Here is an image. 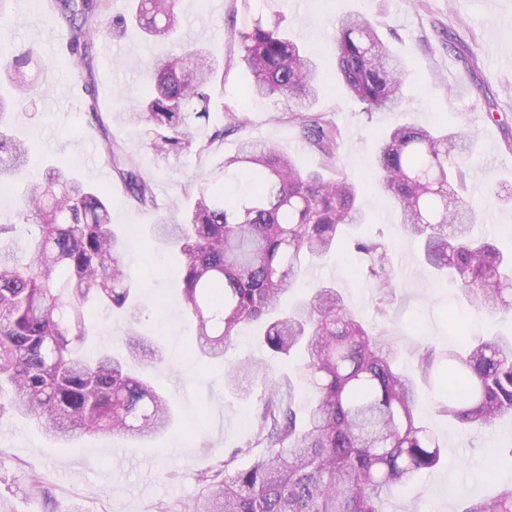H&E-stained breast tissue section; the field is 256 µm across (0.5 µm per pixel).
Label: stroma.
<instances>
[{
  "instance_id": "35a3bbf8",
  "label": "stroma",
  "mask_w": 512,
  "mask_h": 512,
  "mask_svg": "<svg viewBox=\"0 0 512 512\" xmlns=\"http://www.w3.org/2000/svg\"><path fill=\"white\" fill-rule=\"evenodd\" d=\"M284 26L303 48L327 69L334 70L332 50L338 15L367 14L394 54L407 65L405 104L397 112L366 115L362 106L336 82L328 80L317 107L332 115L342 130L335 168L359 182L364 224L355 234L363 239L384 237L389 245L398 288L383 297L376 284L354 276L362 262L356 251H340L313 260L306 281L295 297L311 286L331 283L350 310L376 333L399 348L400 369H410L416 350L429 347L446 352L457 341L450 326L474 327L476 332L512 333V312L472 316L449 285L436 286L431 270L418 259L415 242L400 230L399 215L376 179L375 156L382 138L395 125L455 129L465 126L475 138L467 186L482 184L472 194L481 213L475 230L495 236L498 246L512 253V201L494 195L500 181L512 182V0H278ZM264 0H178L184 41L212 56L226 58L234 49L228 37L233 17L264 8ZM58 24L45 17L41 0H0V57L22 45H35L49 72L60 55L47 34ZM456 36L473 52L468 63L449 44ZM96 96L112 140L133 158L150 181L156 208L143 209L123 195L98 137L88 131L83 90L59 87L41 78L37 94L5 120L30 146L32 172L52 161L67 165L86 184L112 192V223L126 235L124 262L141 286L138 312L113 311L99 321L94 345L124 352L129 329L146 336L161 360L131 363L133 372L147 373L177 404L169 429L148 442L125 437L84 436L63 443L38 431L28 420L0 415V512H184L198 496L201 472L223 461L225 453L250 437L251 417L263 394L259 380H246L240 389L225 386L228 367L245 361L262 363L280 383L295 381V409L304 413L311 402L309 388L299 384L296 364L273 356L259 345L253 325L243 326L223 359L210 361L193 352L194 327L180 311L176 254L146 238L150 224L184 203L192 186L205 177L216 159L233 155L240 142L274 143L289 153L299 168L316 162L298 129L282 121L284 103L253 96L246 70L236 67L216 86L209 124L194 128L196 146L166 158L154 154L143 126L129 113L149 86V65L166 48L148 41L136 26L112 39L94 37ZM483 84L488 100L478 99L474 83ZM237 113L241 126L215 137L224 115ZM452 386L446 369H439L424 387L417 413L443 446L440 463L386 496V512H459L463 501L488 498L512 484V417L490 429H454L439 413ZM487 475L472 479L482 462ZM42 477L41 493L29 489L28 475Z\"/></svg>"
}]
</instances>
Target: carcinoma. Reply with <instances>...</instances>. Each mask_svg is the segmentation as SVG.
<instances>
[{
  "label": "carcinoma",
  "instance_id": "cac0c4a2",
  "mask_svg": "<svg viewBox=\"0 0 512 512\" xmlns=\"http://www.w3.org/2000/svg\"><path fill=\"white\" fill-rule=\"evenodd\" d=\"M44 12L67 29L62 59L89 96V126L126 192L142 207L155 206L151 183L123 157L98 111L90 62L92 33L110 35L126 21L108 17V0H46ZM129 21L154 41L180 25L177 0H135ZM229 36L236 64L252 77L258 96L283 100L285 118L317 155V167L296 168L281 149L243 141L218 162L212 178L195 187V200L150 225L149 239L183 258V313L196 330L197 354L218 360L245 324L263 322L262 343L285 357L304 356L298 380L314 392L305 421L298 420L294 387L269 379L263 368L239 364L227 379L239 387L260 376L264 396L250 439L224 462L202 473L201 492L188 512H384L396 484L439 464L438 438L414 412L416 384L399 372L393 342L371 332L341 293L321 285L295 305L283 299L310 257L328 254L344 228L363 219L359 190L335 164L341 131L315 110L324 78L317 64L285 31L278 12H246ZM43 72L39 51L23 47L0 63V81L20 96L32 94ZM154 89L134 106L156 155L191 147L192 126L209 121L211 91L224 71L186 47L152 60ZM405 62L385 44L370 18L351 13L336 26V79L367 114L395 112L404 103ZM473 139L462 132L395 127L376 158L380 187L401 214L404 232L419 239L425 261L456 283L478 312L512 310V260L472 235L477 212L465 193ZM28 148L0 133V179L23 174ZM112 195L92 188L64 167L52 166L29 183L20 216L34 237L19 241L0 224V413L11 410L42 433L149 438L167 430L172 402L148 379L129 373L126 361L103 350L83 353L94 323L87 312L124 308L138 282L123 262L124 238L111 224ZM366 256L356 273L383 295L394 289L388 245L356 242ZM448 375L458 388L439 409L448 423L490 427L512 413V339L456 330ZM416 368L430 375L437 361L425 348ZM253 463L237 467L240 458ZM460 512H512V486L469 501Z\"/></svg>",
  "mask_w": 512,
  "mask_h": 512
}]
</instances>
